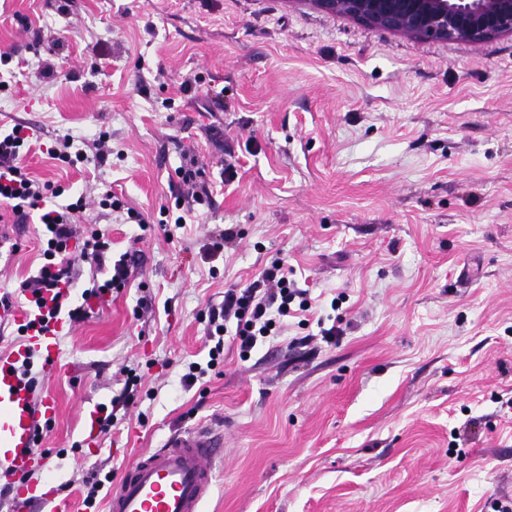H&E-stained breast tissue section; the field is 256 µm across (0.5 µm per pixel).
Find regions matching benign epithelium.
Masks as SVG:
<instances>
[{
  "label": "benign epithelium",
  "instance_id": "benign-epithelium-1",
  "mask_svg": "<svg viewBox=\"0 0 512 512\" xmlns=\"http://www.w3.org/2000/svg\"><path fill=\"white\" fill-rule=\"evenodd\" d=\"M418 40L481 43L512 34V0H294Z\"/></svg>",
  "mask_w": 512,
  "mask_h": 512
}]
</instances>
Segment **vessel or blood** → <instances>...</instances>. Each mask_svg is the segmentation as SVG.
Returning <instances> with one entry per match:
<instances>
[{
  "label": "vessel or blood",
  "instance_id": "b4317fda",
  "mask_svg": "<svg viewBox=\"0 0 512 512\" xmlns=\"http://www.w3.org/2000/svg\"><path fill=\"white\" fill-rule=\"evenodd\" d=\"M67 319L47 328H31L19 347L0 351V484L9 485L14 512H32L36 505L55 501L57 493L35 494L24 478L46 469L48 459L34 450L37 425L57 414L54 400L35 399L14 373L15 364L28 353L44 358L54 370L59 338ZM224 451V433L208 425L172 435L164 447L135 460L113 489L108 512H203L215 483L214 464Z\"/></svg>",
  "mask_w": 512,
  "mask_h": 512
}]
</instances>
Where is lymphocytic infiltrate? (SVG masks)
I'll return each instance as SVG.
<instances>
[{
  "label": "lymphocytic infiltrate",
  "instance_id": "f902f5d3",
  "mask_svg": "<svg viewBox=\"0 0 512 512\" xmlns=\"http://www.w3.org/2000/svg\"><path fill=\"white\" fill-rule=\"evenodd\" d=\"M30 137L25 126L16 125L0 132V205L11 208L18 217L27 211L39 213L43 226L44 263L32 278L21 282L20 289L32 297L40 311L41 323L58 316L78 320L88 314V301L111 295L124 288L130 277L127 260H111V242L96 229L77 231L74 218L86 207L84 198L63 204L64 190L30 175L24 165L25 148ZM96 268H108L110 276L93 284L82 294V304L68 307L75 279L76 262ZM306 290L297 288L288 277L284 260L264 268L257 280L243 288H230L220 305L209 310L210 337L216 343L209 351V366H217L224 353L222 338L234 331L241 353H248L259 341L279 332L295 310H308Z\"/></svg>",
  "mask_w": 512,
  "mask_h": 512
}]
</instances>
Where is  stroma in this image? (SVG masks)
<instances>
[{
    "mask_svg": "<svg viewBox=\"0 0 512 512\" xmlns=\"http://www.w3.org/2000/svg\"><path fill=\"white\" fill-rule=\"evenodd\" d=\"M3 53L0 128L31 127L29 172L86 196L83 223L135 254L128 286L71 324L38 379L69 512H106L137 457L200 424L224 430L205 512L512 501V35L416 40L293 0H73L66 16L0 0ZM103 132L105 165L45 152ZM188 154L210 196L182 214ZM106 190L145 223L99 208ZM0 223L14 288L42 262L37 218L5 208ZM277 259L310 311L244 358L225 337L222 362L185 382L208 361L209 306ZM103 407L112 429L91 449Z\"/></svg>",
    "mask_w": 512,
    "mask_h": 512,
    "instance_id": "obj_1",
    "label": "stroma"
}]
</instances>
